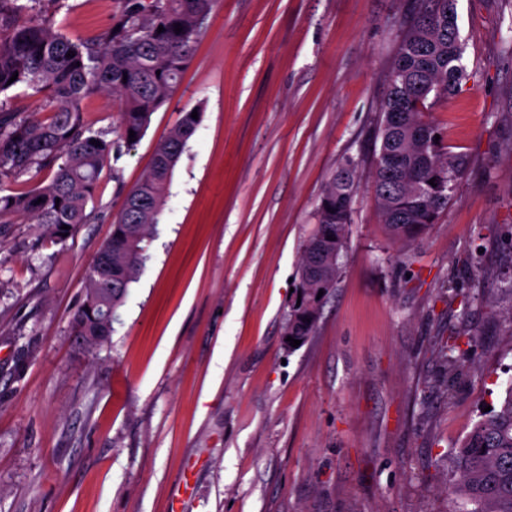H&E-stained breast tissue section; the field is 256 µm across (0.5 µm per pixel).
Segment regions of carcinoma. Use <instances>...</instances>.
Listing matches in <instances>:
<instances>
[{
    "mask_svg": "<svg viewBox=\"0 0 512 512\" xmlns=\"http://www.w3.org/2000/svg\"><path fill=\"white\" fill-rule=\"evenodd\" d=\"M42 2L0 0V96L26 87L43 97L41 111L29 114L0 101V224L27 217L46 238L63 242V234L90 220L87 208L101 174L132 144L129 131L140 140L153 112L171 99L215 0H120L105 32L76 40L40 11ZM461 60L456 0H419L381 107L385 115L401 113V120L391 126L382 118L374 172L381 222L404 246L436 223L463 168L435 141L436 126L420 112L430 94L456 93L465 74ZM98 92L117 95L123 104L110 131H95L84 121L82 103ZM199 123L191 112L182 113L157 145L149 172L124 196L72 318L75 335L89 349L112 333L114 312L147 260L143 242L159 221L172 171ZM46 170L53 172L49 183L11 188ZM355 172L349 159L332 175L313 213L316 231L302 249L301 302L292 304L288 335L303 343L316 333L323 302L318 293L328 295L340 277ZM449 502V512H512V381L499 409L484 415L458 448Z\"/></svg>",
    "mask_w": 512,
    "mask_h": 512,
    "instance_id": "obj_1",
    "label": "carcinoma"
}]
</instances>
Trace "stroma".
<instances>
[{"label":"stroma","mask_w":512,"mask_h":512,"mask_svg":"<svg viewBox=\"0 0 512 512\" xmlns=\"http://www.w3.org/2000/svg\"><path fill=\"white\" fill-rule=\"evenodd\" d=\"M73 39L115 0H45ZM461 90L423 111L464 162L409 247L375 135L413 0H215L172 98L64 242L0 224V512H448L453 456L512 381V0H457ZM148 258L109 339L71 318L125 194L183 112ZM359 162L340 278L286 341L329 176ZM461 373L446 387L442 348Z\"/></svg>","instance_id":"35a3bbf8"}]
</instances>
